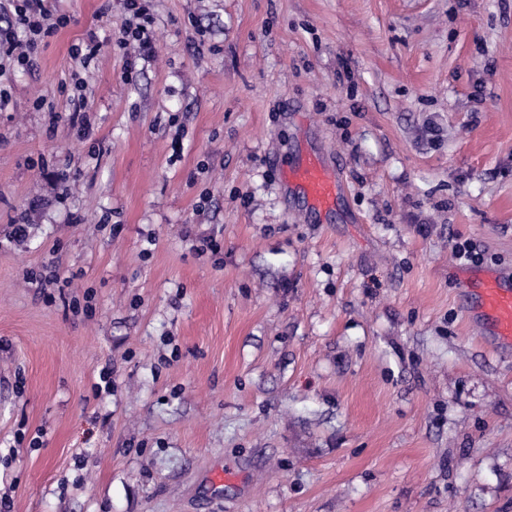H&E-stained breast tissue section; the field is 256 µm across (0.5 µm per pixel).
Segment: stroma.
Instances as JSON below:
<instances>
[{"label":"stroma","instance_id":"obj_1","mask_svg":"<svg viewBox=\"0 0 512 512\" xmlns=\"http://www.w3.org/2000/svg\"><path fill=\"white\" fill-rule=\"evenodd\" d=\"M48 5L0 112L9 512H512V349L451 254L512 271V0H150L156 58L109 47L82 100L121 0ZM305 149L320 224L273 167ZM86 35V41L81 46L72 48L71 51L75 64L84 69L97 57L102 47V41L94 30H89ZM283 183L299 190L315 217L331 213L341 192L339 181L321 157L308 152L282 163Z\"/></svg>","mask_w":512,"mask_h":512}]
</instances>
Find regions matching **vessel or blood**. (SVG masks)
Segmentation results:
<instances>
[{
  "mask_svg": "<svg viewBox=\"0 0 512 512\" xmlns=\"http://www.w3.org/2000/svg\"><path fill=\"white\" fill-rule=\"evenodd\" d=\"M285 185L295 187L314 216L331 213L341 189L339 181L321 157L308 152L282 165ZM465 311L496 344L512 346V279L499 272L469 268L464 285Z\"/></svg>",
  "mask_w": 512,
  "mask_h": 512,
  "instance_id": "vessel-or-blood-1",
  "label": "vessel or blood"
}]
</instances>
